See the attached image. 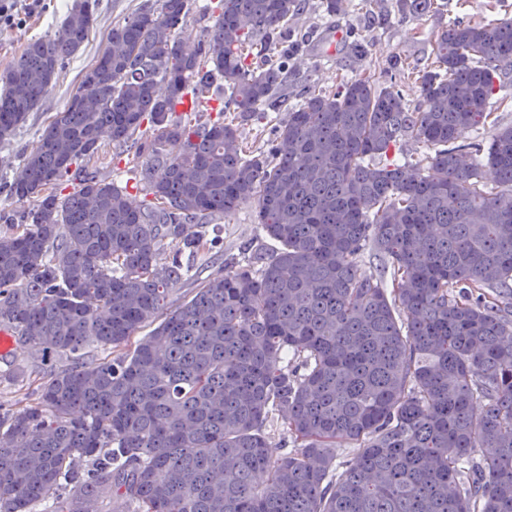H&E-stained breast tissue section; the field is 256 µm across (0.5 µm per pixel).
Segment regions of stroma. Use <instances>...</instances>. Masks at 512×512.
Instances as JSON below:
<instances>
[{
  "label": "stroma",
  "mask_w": 512,
  "mask_h": 512,
  "mask_svg": "<svg viewBox=\"0 0 512 512\" xmlns=\"http://www.w3.org/2000/svg\"><path fill=\"white\" fill-rule=\"evenodd\" d=\"M73 0H42L35 10L23 16L21 25L0 28V72L7 69L15 55L30 40L50 31L65 15ZM141 0H99L98 18L94 31L83 50L62 73L51 88L43 106L31 113L26 125L9 142L0 144V160H18L30 151L50 116L63 110L79 83L80 70L96 56L106 44V34L112 26L140 4ZM321 0H306L304 12L297 16L290 27V37L300 40L303 49L293 60L292 75L288 82L290 91L297 92L310 82L325 88L334 87L337 73L349 59L350 49L343 44L342 34L352 29L362 32L368 40L370 55L380 66H387L392 56L400 55L417 61L430 54L433 42L443 27L459 17L474 21L489 17V0H441V15L415 19L397 13L391 14L388 23L369 27L364 13L349 11L341 17L327 16L320 7ZM225 257L247 260L251 252L260 247H273V240L266 237L256 219L254 202L247 201L218 224ZM41 361L30 349L15 347L0 355V403L23 406L40 382L36 368Z\"/></svg>",
  "instance_id": "35a3bbf8"
}]
</instances>
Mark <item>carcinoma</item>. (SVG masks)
<instances>
[{
    "instance_id": "carcinoma-1",
    "label": "carcinoma",
    "mask_w": 512,
    "mask_h": 512,
    "mask_svg": "<svg viewBox=\"0 0 512 512\" xmlns=\"http://www.w3.org/2000/svg\"><path fill=\"white\" fill-rule=\"evenodd\" d=\"M83 2L0 74V143L88 41ZM303 2L216 0L195 45L179 36L188 0L141 4L0 183L33 202L0 234V326L66 360L29 403L0 404V512H102L113 496L133 512H512V125L486 149L457 143L508 110L512 17L455 20L412 66L381 70L358 39L335 89L297 98ZM186 100L210 116L173 118ZM229 112L271 137L251 149ZM104 141L147 155V203L89 167ZM409 142L425 152L383 162ZM248 200L278 247L171 305L182 254L219 245L194 227ZM277 424L294 449L273 458ZM343 443L355 464L336 463Z\"/></svg>"
}]
</instances>
